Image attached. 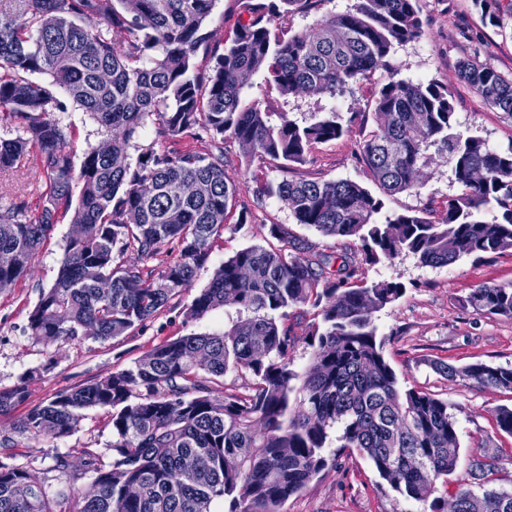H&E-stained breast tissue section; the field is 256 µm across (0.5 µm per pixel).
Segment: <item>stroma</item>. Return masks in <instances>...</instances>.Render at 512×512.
Wrapping results in <instances>:
<instances>
[{"instance_id":"35a3bbf8","label":"stroma","mask_w":512,"mask_h":512,"mask_svg":"<svg viewBox=\"0 0 512 512\" xmlns=\"http://www.w3.org/2000/svg\"><path fill=\"white\" fill-rule=\"evenodd\" d=\"M246 0H215L205 29L214 46L229 45L237 22L244 14ZM422 34L415 41L397 47L395 59L401 75L422 82L448 87L454 96L461 131L482 137L490 148H512V118L490 107L458 73V63L473 58L502 75L512 77V17L504 27L486 25L472 0H420ZM386 73L376 68L372 81L354 84L345 93L298 90L281 95L266 82L264 73L249 77L244 88L246 102L261 109L287 113L298 121H311L320 113L370 111L375 93ZM61 121L71 133L70 151L74 162H81L85 150L104 139L96 122L78 104H69ZM362 127L341 138L318 145L309 160L291 167L288 178L311 181L349 179L373 187L369 170L360 161ZM228 163L225 175L236 188L239 202L248 204L252 216L248 223L229 213L223 230L213 238L211 255L200 270L196 289L204 288L215 267L238 250L250 245H268V228L273 224L291 225L295 236L315 249L337 251L336 239L295 223L287 205L271 197L257 200L255 190L266 178L278 176L276 162L246 164L237 142L225 141ZM416 180L418 192L390 197L387 212L407 209L425 212L440 220L449 198L459 186L454 176V160L448 153L430 148L421 163ZM46 188V178L20 158L12 170L0 172V206L22 193L38 203ZM71 214L60 215L57 224L35 257L32 271L0 293V389L28 380L29 394L15 416L27 408L47 401L56 393L105 377L127 368L155 345L191 333L223 328L224 312L217 309L200 320L186 316L193 291L175 299L142 331L107 341L74 340L48 345L31 336L28 317L42 289L54 283L60 259L71 230ZM367 280L391 279L405 284V294L391 307L375 315L379 333L386 343L384 355L394 369L400 386L417 387L447 401L448 410L459 425L460 456L447 481L439 483L438 494L451 502L457 481L469 480L473 461L497 455L499 465L491 485L512 490V436L499 431V408L512 406V393L471 381H452L438 374L434 362L460 366L477 361L512 364V318L489 316L463 306L462 300L486 283L512 284V249L473 260L464 258L444 267L421 265L411 256L395 263L362 265ZM15 416L0 417V431L11 433ZM112 428L101 408L86 410L77 430L70 436L42 438L37 443L21 440L14 464L30 471L36 480L52 487L74 486L86 493L92 488L93 473L84 467L86 452L99 455L102 464L112 462ZM65 457L67 472L55 471L56 457ZM428 504L416 502L393 490L381 479L368 460L358 453L341 455L329 464L303 491L283 506V512H428Z\"/></svg>"}]
</instances>
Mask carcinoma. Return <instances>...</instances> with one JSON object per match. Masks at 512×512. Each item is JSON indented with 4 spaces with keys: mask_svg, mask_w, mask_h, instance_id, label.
I'll list each match as a JSON object with an SVG mask.
<instances>
[{
    "mask_svg": "<svg viewBox=\"0 0 512 512\" xmlns=\"http://www.w3.org/2000/svg\"><path fill=\"white\" fill-rule=\"evenodd\" d=\"M13 2L0 8V112L18 134L0 137V170L32 149L48 182L37 207L17 195L0 208V292L28 274L59 211L73 210L72 223L83 227L82 236L68 238L56 281L28 317L31 335L46 344L81 340L88 324L100 341L142 330L193 287L229 210L239 209L240 224L251 215L225 178L228 136L246 148L247 164L279 161L286 171L371 117L361 160L379 193L348 179L283 176L263 182L256 198L276 197L295 223L358 241L370 265L411 254L443 267L512 249V148L493 150L457 130L448 88L402 78L391 62L395 46L422 33L419 0H356L352 10L327 11L312 29L291 35L273 32L289 7L320 11L331 0H248L231 43L211 52L205 70L195 57L209 50L204 21L214 0ZM472 3L485 24L501 25L500 0ZM89 15L102 26L84 27ZM379 65L387 79L370 114L332 110L300 123L242 103L247 77L260 71L284 95L299 88L334 95L371 80ZM36 73L50 81H32ZM460 75L512 117V79L468 59ZM70 100L112 133L85 151L78 168L59 118ZM149 121L161 139L189 136L209 148L139 146L135 139ZM436 144L454 159L460 186L443 220L417 210L383 214L384 197L418 190L417 168ZM75 182L81 192L74 206ZM269 235L278 245L237 251L188 308L198 320L234 307L224 331L163 342L128 368L32 406L18 421L14 432L31 440L63 438L83 411L109 410L112 463L102 466L92 452L84 461L95 474L92 493L35 481L10 463L15 439L0 435V512H279L326 468L334 440L339 450L367 458L396 491L442 512L437 480L456 469L457 421L448 402L398 386L372 317L406 286L360 278L348 252L315 251L286 224L270 225ZM169 242L179 247L169 263L124 260L133 249L148 263ZM463 304L512 318V284L482 285ZM309 314L311 355L298 371L289 358L298 339L293 320ZM436 370L512 392L511 365L439 363ZM229 372L250 375L247 390L213 396L212 384ZM27 398L26 381L0 389V417ZM451 506L512 512V492L459 483Z\"/></svg>",
    "mask_w": 512,
    "mask_h": 512,
    "instance_id": "1",
    "label": "carcinoma"
}]
</instances>
